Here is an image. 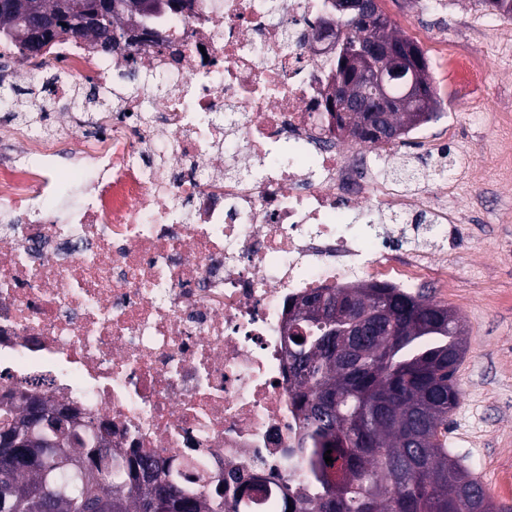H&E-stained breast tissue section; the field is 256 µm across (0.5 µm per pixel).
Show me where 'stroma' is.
Listing matches in <instances>:
<instances>
[{
  "label": "stroma",
  "mask_w": 512,
  "mask_h": 512,
  "mask_svg": "<svg viewBox=\"0 0 512 512\" xmlns=\"http://www.w3.org/2000/svg\"><path fill=\"white\" fill-rule=\"evenodd\" d=\"M444 8L422 12L415 0H379L383 13L406 37L426 32L420 48L434 57L449 47L456 58L486 62L477 76L462 79L447 65L430 68L441 109L432 129L449 127L453 141L442 154H429L419 141L403 138L385 163L394 169L418 170L419 177L400 183L413 193L438 189L434 175L453 170L460 158L485 168L484 181L449 179L448 204L469 212L470 224L448 227V262L433 264L422 286L424 295L455 310L461 318L465 353L456 372L457 407L448 419V449L480 480L495 501L512 504V184L498 180L496 163L512 158V126L499 125L500 114L512 116V17L499 20L496 32L479 26L478 0H442ZM471 100L486 109L472 120L453 105ZM454 284L446 292L441 280Z\"/></svg>",
  "instance_id": "1"
}]
</instances>
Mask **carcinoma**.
<instances>
[{
  "instance_id": "cac0c4a2",
  "label": "carcinoma",
  "mask_w": 512,
  "mask_h": 512,
  "mask_svg": "<svg viewBox=\"0 0 512 512\" xmlns=\"http://www.w3.org/2000/svg\"><path fill=\"white\" fill-rule=\"evenodd\" d=\"M54 19L44 42L57 35L75 34L69 17L82 13L86 0H42ZM27 0H11L0 11V37L18 43L23 55L35 56L26 37ZM144 20L139 0L109 10L103 29L124 30ZM336 57V78L357 97L365 87L344 72ZM396 102L387 117L392 129L404 135L418 127L414 106L394 89ZM364 115L350 112L342 123L353 137L375 142L362 129ZM336 290L313 291L302 299L300 314L291 318L289 353L297 383L295 403L307 428V469L316 496L301 501L296 512H512L498 504L471 473L451 457L447 448L448 418L459 400L455 373L462 356L458 323L448 322V306L396 288L357 283L350 289L351 309L377 320L371 336H352L339 330L326 335L319 317L341 320L335 307ZM301 337L302 342L294 341ZM47 400L9 397L0 402V438L17 433L16 421L30 404ZM94 424L82 421L71 452L90 458L103 440ZM332 450L333 463L324 453ZM44 458H27L16 449V466H0V512H86L91 499L112 501L115 512H151L153 500L165 493L170 512H224V486L209 484L188 491L168 479L158 458L134 455L122 475L111 467L76 473L54 467L53 449Z\"/></svg>"
}]
</instances>
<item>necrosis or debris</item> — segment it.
<instances>
[{"mask_svg":"<svg viewBox=\"0 0 512 512\" xmlns=\"http://www.w3.org/2000/svg\"><path fill=\"white\" fill-rule=\"evenodd\" d=\"M325 0H184L122 53L0 39V78L51 71L42 122L0 127V396L43 397L105 427L113 467L224 473L226 512L314 494L288 369L291 304L357 278L421 283L370 223L429 209L381 174L392 151L336 133ZM133 68L163 81L96 113L57 111Z\"/></svg>","mask_w":512,"mask_h":512,"instance_id":"4bbe7bcc","label":"necrosis or debris"}]
</instances>
